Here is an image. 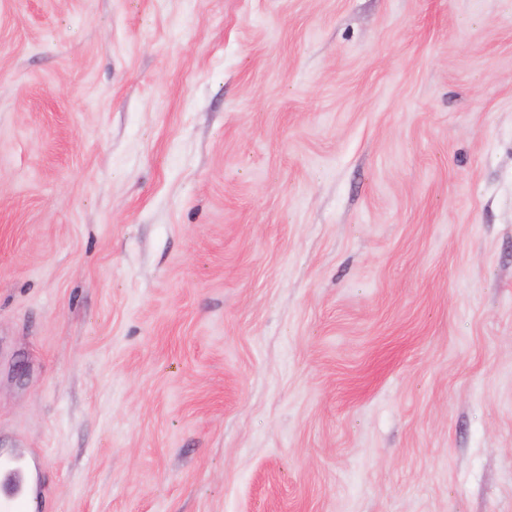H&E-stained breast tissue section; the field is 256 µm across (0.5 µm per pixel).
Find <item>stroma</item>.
Wrapping results in <instances>:
<instances>
[{
  "label": "stroma",
  "mask_w": 512,
  "mask_h": 512,
  "mask_svg": "<svg viewBox=\"0 0 512 512\" xmlns=\"http://www.w3.org/2000/svg\"><path fill=\"white\" fill-rule=\"evenodd\" d=\"M35 512H512V0H0V448Z\"/></svg>",
  "instance_id": "obj_1"
}]
</instances>
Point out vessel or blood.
Masks as SVG:
<instances>
[{
  "mask_svg": "<svg viewBox=\"0 0 512 512\" xmlns=\"http://www.w3.org/2000/svg\"><path fill=\"white\" fill-rule=\"evenodd\" d=\"M38 487L37 467L25 449L0 452V512H29Z\"/></svg>",
  "mask_w": 512,
  "mask_h": 512,
  "instance_id": "1",
  "label": "vessel or blood"
}]
</instances>
